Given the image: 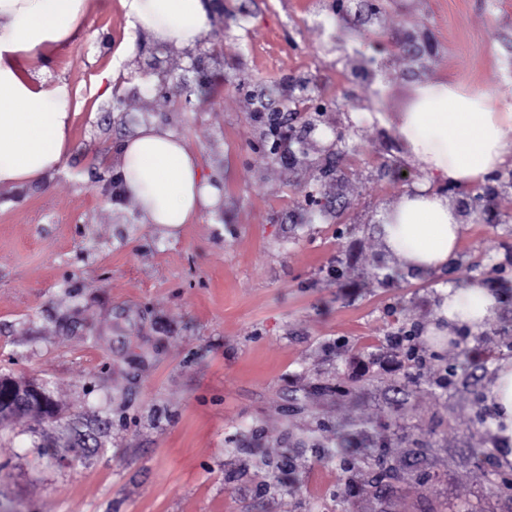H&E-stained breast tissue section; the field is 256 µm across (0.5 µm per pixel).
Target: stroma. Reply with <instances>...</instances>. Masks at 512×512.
I'll return each mask as SVG.
<instances>
[{"mask_svg":"<svg viewBox=\"0 0 512 512\" xmlns=\"http://www.w3.org/2000/svg\"><path fill=\"white\" fill-rule=\"evenodd\" d=\"M204 2L186 50L86 0L46 62L73 119L47 183L0 187V372L46 382L63 418L0 431V512H512L486 400L512 358V159L450 195L448 269L403 271L381 216L423 173L358 118L425 79L512 100V0ZM275 117L293 140L274 160ZM151 124L200 155L217 212L142 223L119 148ZM475 282L494 316L435 346L438 288Z\"/></svg>","mask_w":512,"mask_h":512,"instance_id":"stroma-1","label":"stroma"}]
</instances>
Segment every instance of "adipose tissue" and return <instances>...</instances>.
I'll list each match as a JSON object with an SVG mask.
<instances>
[{
	"label": "adipose tissue",
	"mask_w": 512,
	"mask_h": 512,
	"mask_svg": "<svg viewBox=\"0 0 512 512\" xmlns=\"http://www.w3.org/2000/svg\"><path fill=\"white\" fill-rule=\"evenodd\" d=\"M127 23L158 44L194 48L209 32L203 0H121ZM84 0H0V187L46 182L61 167L68 142L71 95L67 83H48L30 67L46 50L76 34ZM368 121L392 126L404 158L424 178L382 216L386 252L407 269L431 273L455 258L462 233L458 211L437 186H472L512 158V101L447 78L418 82L400 112H369ZM118 173L125 195L137 200L143 223L176 228L217 209L221 187L176 133L140 127L121 146ZM497 300L478 285L439 290L438 335L478 331ZM494 412L497 456L512 468V358L500 360L487 388Z\"/></svg>",
	"instance_id": "adipose-tissue-1"
}]
</instances>
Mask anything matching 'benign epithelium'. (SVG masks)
<instances>
[{
  "mask_svg": "<svg viewBox=\"0 0 512 512\" xmlns=\"http://www.w3.org/2000/svg\"><path fill=\"white\" fill-rule=\"evenodd\" d=\"M34 412L47 421L58 419L55 401L44 385L33 379L0 374V427L8 426L16 414Z\"/></svg>",
  "mask_w": 512,
  "mask_h": 512,
  "instance_id": "7a95c632",
  "label": "benign epithelium"
}]
</instances>
